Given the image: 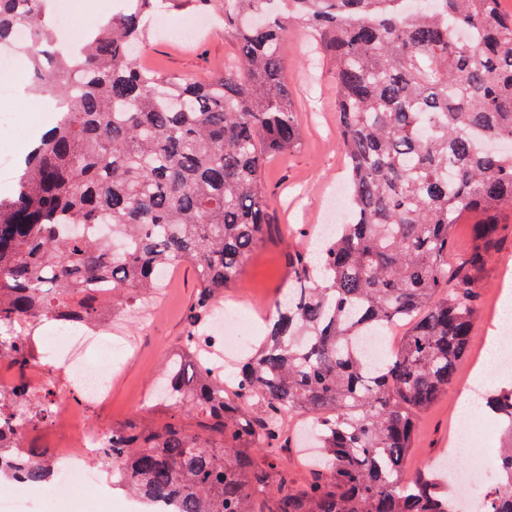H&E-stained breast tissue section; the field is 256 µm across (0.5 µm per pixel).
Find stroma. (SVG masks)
<instances>
[{"label": "stroma", "instance_id": "stroma-1", "mask_svg": "<svg viewBox=\"0 0 512 512\" xmlns=\"http://www.w3.org/2000/svg\"><path fill=\"white\" fill-rule=\"evenodd\" d=\"M194 17L189 10L163 13L156 33L143 49L146 68L203 79L231 62L233 46L225 39L220 20H212L191 40L176 39V32ZM285 59L304 142L301 148L266 164L263 177L267 202L278 223L249 256L241 278L225 290L221 302L225 312L238 317L241 340L247 346L258 340L266 316L288 290L287 253L299 246H311L323 222L327 200L344 188L348 175L338 146L331 61L317 53L313 41L298 29L288 32ZM13 67L18 88L12 98L0 102V156L12 157L14 177L22 172L28 153L42 134L57 124L61 114L53 109L54 96L27 94L30 62L26 55H16ZM13 177L0 179V198L12 193ZM502 220L498 253L478 276L488 303L502 289L504 274L512 267V215L503 214ZM193 295L192 278L180 269L170 274L166 288L150 309L135 305L124 308L115 341H100L89 352L97 364L114 367L111 398L90 406V418L102 423L141 416L156 422L166 419L163 406L141 409L134 400L153 390L165 357L175 350L183 333L184 311ZM460 401L459 386H452L422 415L407 472L436 463L443 450L450 448L457 428L464 423ZM104 506L109 512H147L145 504L115 486L105 472L98 482L70 495H58L48 487L36 489L30 512H98Z\"/></svg>", "mask_w": 512, "mask_h": 512}]
</instances>
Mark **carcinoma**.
I'll use <instances>...</instances> for the list:
<instances>
[{"mask_svg":"<svg viewBox=\"0 0 512 512\" xmlns=\"http://www.w3.org/2000/svg\"><path fill=\"white\" fill-rule=\"evenodd\" d=\"M166 0L224 17L233 66L196 80L147 70L139 49L158 0H122L82 49L42 67L56 39L46 0H0V44L26 51L30 93L64 102L0 199V349L17 387L0 393V478L35 487L53 458L10 427L52 414L53 394L24 388L45 322L95 324L145 302L163 272L188 266L197 292L156 402L170 419L115 423L95 459L140 501L172 512H448V478L405 472L417 419L456 378L483 310L477 273L512 210V11L499 0ZM31 31L13 44L18 27ZM297 27L335 61L347 218L291 261L258 346L227 381L202 355L224 289L273 216L266 162L298 148L283 44ZM465 215L475 245L458 252ZM110 225L107 235L66 228ZM403 324L383 361L367 336ZM512 438V386L482 396ZM310 420L321 459L295 477L287 417ZM479 512H512V449Z\"/></svg>","mask_w":512,"mask_h":512,"instance_id":"1","label":"carcinoma"}]
</instances>
